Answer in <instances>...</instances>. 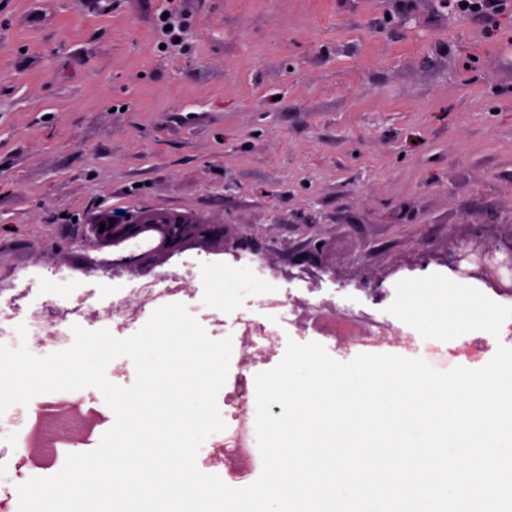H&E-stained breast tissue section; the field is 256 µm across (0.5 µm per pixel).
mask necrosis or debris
I'll return each mask as SVG.
<instances>
[{
    "mask_svg": "<svg viewBox=\"0 0 512 512\" xmlns=\"http://www.w3.org/2000/svg\"><path fill=\"white\" fill-rule=\"evenodd\" d=\"M196 272V261L184 259L174 268L158 270L145 278L129 279L122 287L113 289L111 302L95 309L97 320L112 326L114 331H123L133 318L129 306L131 295L145 294L154 300L178 296L186 292ZM35 284L32 278L0 282V337L11 335L17 316L22 314L31 329L30 340L42 347L67 337L70 328L84 317L86 308L92 307L88 296L75 295L64 301L46 298L30 308H23L22 300L32 293ZM277 306L284 323L313 330L331 341L348 345L386 342L403 347L412 342L404 328L375 330L363 325L359 316L343 314L322 302L303 307L285 294ZM248 395L247 377L239 375L236 390L228 400L233 409L232 420L227 423L223 437L213 444L214 455L223 460L224 473L233 481L245 477L253 467L254 451L245 439ZM104 419L103 412L82 411L80 405L72 401L56 417L33 416L21 431V452L8 457L0 454V469L9 471L15 478H26L34 469L51 463L54 448L61 445L57 435L59 426L71 427L73 437L80 438Z\"/></svg>",
    "mask_w": 512,
    "mask_h": 512,
    "instance_id": "1",
    "label": "necrosis or debris"
}]
</instances>
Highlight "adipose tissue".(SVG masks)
<instances>
[{
  "instance_id": "obj_1",
  "label": "adipose tissue",
  "mask_w": 512,
  "mask_h": 512,
  "mask_svg": "<svg viewBox=\"0 0 512 512\" xmlns=\"http://www.w3.org/2000/svg\"><path fill=\"white\" fill-rule=\"evenodd\" d=\"M455 295L452 289L416 287L410 294L404 315L429 334L466 331L481 318L485 300L475 295L461 305L457 303Z\"/></svg>"
}]
</instances>
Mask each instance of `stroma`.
Segmentation results:
<instances>
[{
	"label": "stroma",
	"mask_w": 512,
	"mask_h": 512,
	"mask_svg": "<svg viewBox=\"0 0 512 512\" xmlns=\"http://www.w3.org/2000/svg\"><path fill=\"white\" fill-rule=\"evenodd\" d=\"M462 17L448 0H0V279L50 268L45 294L104 301L122 276L89 209L187 212L276 237L273 279L217 293L199 254L181 297L202 327L256 318L281 341V291L385 326L406 287L468 284L480 237L512 247V0ZM187 20L164 44L158 14ZM322 253L305 255L311 236ZM489 314L467 335L411 347L325 342L336 360L410 355L478 369L504 338Z\"/></svg>",
	"instance_id": "stroma-1"
}]
</instances>
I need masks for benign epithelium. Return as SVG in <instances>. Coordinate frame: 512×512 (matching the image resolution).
<instances>
[{
  "label": "benign epithelium",
  "instance_id": "benign-epithelium-1",
  "mask_svg": "<svg viewBox=\"0 0 512 512\" xmlns=\"http://www.w3.org/2000/svg\"><path fill=\"white\" fill-rule=\"evenodd\" d=\"M102 223L105 230L101 232ZM87 226L101 242L117 248V257L105 267L114 274L146 275L187 250L212 254L249 251L272 269V256L281 246L274 238L255 236L243 225L230 230L222 222H206L192 214L170 210L136 208L118 215L111 209H103L90 214ZM469 276L492 287L500 286L496 271L485 263L469 272Z\"/></svg>",
  "mask_w": 512,
  "mask_h": 512
}]
</instances>
